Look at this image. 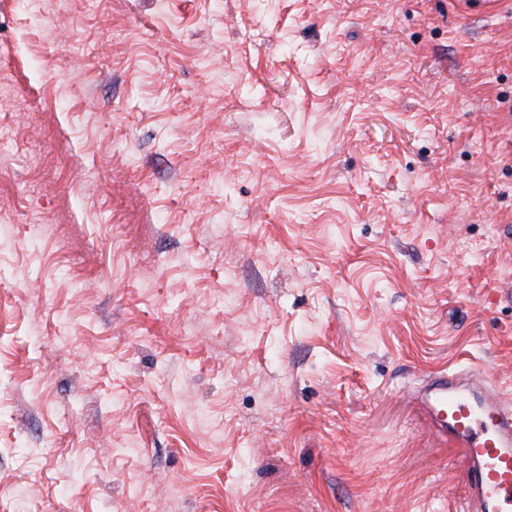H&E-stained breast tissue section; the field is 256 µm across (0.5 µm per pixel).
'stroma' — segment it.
<instances>
[{
    "instance_id": "obj_1",
    "label": "stroma",
    "mask_w": 512,
    "mask_h": 512,
    "mask_svg": "<svg viewBox=\"0 0 512 512\" xmlns=\"http://www.w3.org/2000/svg\"><path fill=\"white\" fill-rule=\"evenodd\" d=\"M0 136V512H463L512 0H0Z\"/></svg>"
}]
</instances>
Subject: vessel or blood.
<instances>
[{
    "mask_svg": "<svg viewBox=\"0 0 512 512\" xmlns=\"http://www.w3.org/2000/svg\"><path fill=\"white\" fill-rule=\"evenodd\" d=\"M416 398L434 432L462 452L468 512H512V404L470 368L432 373Z\"/></svg>",
    "mask_w": 512,
    "mask_h": 512,
    "instance_id": "1",
    "label": "vessel or blood"
}]
</instances>
